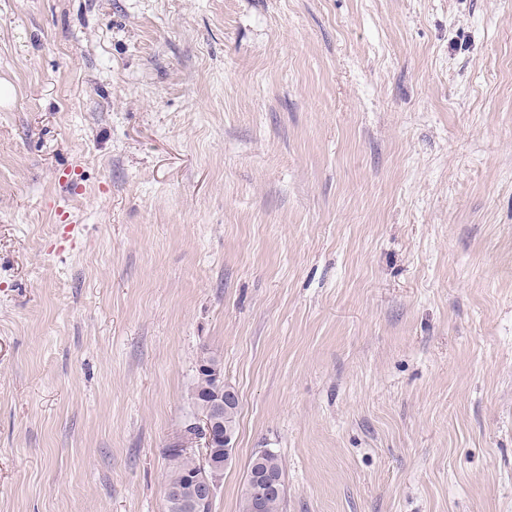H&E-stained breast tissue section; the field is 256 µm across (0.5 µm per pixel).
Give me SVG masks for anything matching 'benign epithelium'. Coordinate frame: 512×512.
Returning <instances> with one entry per match:
<instances>
[{
	"mask_svg": "<svg viewBox=\"0 0 512 512\" xmlns=\"http://www.w3.org/2000/svg\"><path fill=\"white\" fill-rule=\"evenodd\" d=\"M198 369L208 373L211 383L205 395V413L187 421L170 447L188 453L201 446L204 453L188 476L187 487L165 485V497L173 512H212L215 490L232 460L236 443V429L224 419V412L234 405L237 394L224 384V370L219 361L201 359Z\"/></svg>",
	"mask_w": 512,
	"mask_h": 512,
	"instance_id": "benign-epithelium-1",
	"label": "benign epithelium"
}]
</instances>
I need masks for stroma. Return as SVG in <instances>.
<instances>
[{
  "label": "stroma",
  "instance_id": "stroma-1",
  "mask_svg": "<svg viewBox=\"0 0 512 512\" xmlns=\"http://www.w3.org/2000/svg\"><path fill=\"white\" fill-rule=\"evenodd\" d=\"M512 512V0H0V512ZM219 361L208 358L198 361V371L208 372L210 381L202 378L196 368L195 393L211 383L205 395V413L187 421L169 445L187 453L194 447L204 448L202 460L194 471L196 461L193 456L167 455L169 484L165 485V497L175 512L212 511L215 490L223 480L224 470L236 447V429L232 422L224 420V411L226 413L234 405L237 394L224 384V370ZM187 476V488L171 485L180 484ZM170 508L168 506V512H171ZM257 468L280 477L283 482V493L281 495H269L264 491L263 485L270 491L277 493L279 490L277 481L268 476L262 477V484L249 479L252 468ZM286 496V487L284 482L283 464L280 455L275 450H268L259 459L254 454L247 467L246 481L243 485L240 512H253V505L260 501L262 512H281Z\"/></svg>",
  "mask_w": 512,
  "mask_h": 512
}]
</instances>
